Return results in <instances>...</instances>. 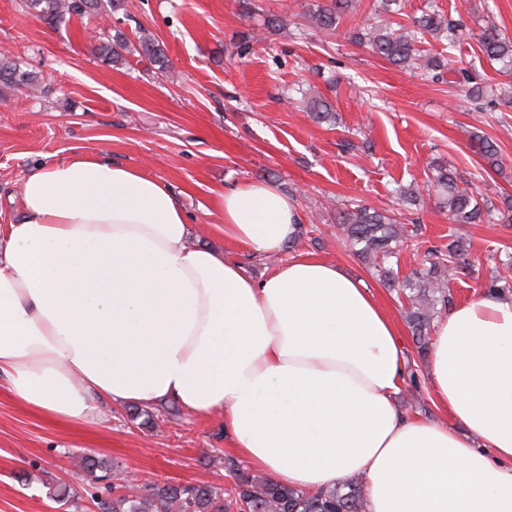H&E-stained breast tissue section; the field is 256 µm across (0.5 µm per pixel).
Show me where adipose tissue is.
<instances>
[{
    "instance_id": "adipose-tissue-1",
    "label": "adipose tissue",
    "mask_w": 512,
    "mask_h": 512,
    "mask_svg": "<svg viewBox=\"0 0 512 512\" xmlns=\"http://www.w3.org/2000/svg\"><path fill=\"white\" fill-rule=\"evenodd\" d=\"M24 219L0 225V376L43 416L87 425L100 401L175 400L221 414L226 445L272 481L354 478L367 512H512V300L436 325L428 391L448 422L404 414L396 321L359 279L314 256L260 278L193 244L179 197L134 165L76 153L27 173ZM226 241L279 253L294 202L226 186Z\"/></svg>"
}]
</instances>
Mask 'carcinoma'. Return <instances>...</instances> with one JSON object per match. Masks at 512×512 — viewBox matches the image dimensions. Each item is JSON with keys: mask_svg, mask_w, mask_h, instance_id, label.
<instances>
[{"mask_svg": "<svg viewBox=\"0 0 512 512\" xmlns=\"http://www.w3.org/2000/svg\"><path fill=\"white\" fill-rule=\"evenodd\" d=\"M354 0H325L309 12L313 28L331 33L338 30L343 16L348 14ZM23 7L50 26L67 24L72 18H110L125 10L124 0H24ZM433 37L447 41L452 47L463 36V25L429 8L411 20L409 26L394 29L378 21L347 32V41L367 47L375 55L392 64L410 70H422L438 79L445 63L419 44ZM482 54L512 72V39L494 25L489 24L477 36ZM94 50L104 61L113 65L138 54L166 69L165 51L158 40L142 33L137 42L119 28L100 32ZM42 77L38 71L0 52V95L14 91L35 94L41 91ZM308 116L320 122L330 118V105L324 100L307 104ZM479 153L496 167L497 146L478 139ZM434 186L441 197L442 208L448 211V220L454 224H484L499 218L512 219V196L502 197V205L490 199H479L457 183L448 168L435 164L431 168ZM336 224L343 239L369 266L397 291L398 299L405 303V317L412 328L419 352L427 349L428 330L448 305V271L463 268L468 261V249L463 238L448 244V249H429L418 266L404 276L392 267L399 259V245L405 239V225L393 212H383L360 203L348 202L336 208ZM494 274L486 282L487 293L505 298L512 293V255L496 258ZM83 469L92 479L106 481L112 477L110 465L91 457L82 459ZM229 468L238 472L235 485L229 490L215 488L207 483L156 485L135 493L117 491L103 512H231L241 506L248 512H367L366 493L362 483L354 480L338 483L317 492L277 484L259 475L240 471L235 461Z\"/></svg>", "mask_w": 512, "mask_h": 512, "instance_id": "obj_1", "label": "carcinoma"}]
</instances>
